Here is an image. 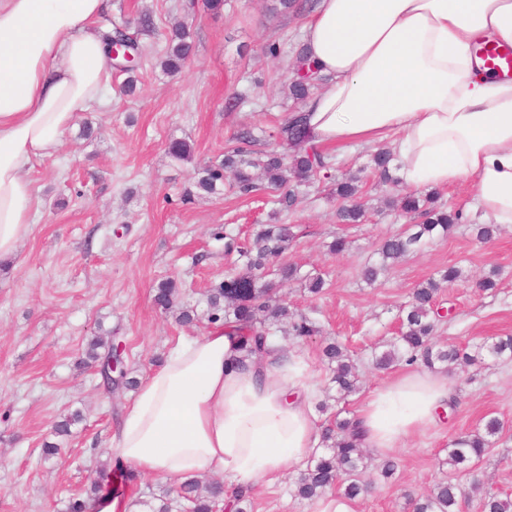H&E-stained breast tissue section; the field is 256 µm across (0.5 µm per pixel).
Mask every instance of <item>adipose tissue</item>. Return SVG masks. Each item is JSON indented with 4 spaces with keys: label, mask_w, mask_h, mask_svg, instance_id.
Instances as JSON below:
<instances>
[{
    "label": "adipose tissue",
    "mask_w": 512,
    "mask_h": 512,
    "mask_svg": "<svg viewBox=\"0 0 512 512\" xmlns=\"http://www.w3.org/2000/svg\"><path fill=\"white\" fill-rule=\"evenodd\" d=\"M108 0H0V260L31 232L34 161L102 102L109 80L98 18ZM512 45V0H319L304 27L321 89L305 105L317 145L397 134L409 187L470 182L484 219L512 224V78L471 47ZM241 338L217 324L178 340L142 379L106 455L145 475L206 472L249 490L305 465L319 445L318 386L279 347L239 366ZM452 396L447 377L412 369L374 387L355 421L386 456L425 433Z\"/></svg>",
    "instance_id": "1"
}]
</instances>
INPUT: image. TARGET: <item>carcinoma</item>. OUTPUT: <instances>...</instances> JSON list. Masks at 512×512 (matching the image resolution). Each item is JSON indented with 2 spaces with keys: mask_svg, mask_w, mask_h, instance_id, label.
<instances>
[{
  "mask_svg": "<svg viewBox=\"0 0 512 512\" xmlns=\"http://www.w3.org/2000/svg\"><path fill=\"white\" fill-rule=\"evenodd\" d=\"M130 24L115 23L109 31L112 39L107 41L106 52L118 43L122 50L108 58L125 73L137 71L140 53L136 40L129 34ZM190 33L180 26L172 30L161 67L169 73L182 69L190 58L192 45ZM303 56H298L295 74L288 85L289 98L300 104L308 99L318 82L300 73ZM273 137L297 148L287 156L275 151L255 152L254 135L245 131L232 137L236 145L224 151V159L200 172L195 187L206 194H217L224 187V173L232 174L230 189L249 196L265 189L281 191L274 201L273 212L280 214L292 210L298 204V195L293 186L316 180L320 174L333 169L329 155L310 144L303 118L295 112L288 113L284 123ZM391 154L380 150L372 158V169L381 183L397 186L398 179L389 169ZM360 177L351 175L336 180V198L342 200L338 210L339 219L345 224H356L364 217L365 210L358 201L357 182ZM437 195L410 192L401 197V211L406 215L422 218L418 224H409L402 231L384 238L376 252L378 259L367 263L362 269L364 281L372 284L391 269L403 257L421 250L430 240L445 238L460 220L459 213L448 212L436 206ZM295 235L288 224H258L250 237L240 239L227 234L224 248L227 254H236L240 270L224 277V282L211 289L206 297L211 323H222L241 336L243 359L262 355L270 341L278 335L305 342L321 333L317 323L290 309L288 304L274 296L275 284L266 280L270 266L279 260L291 247ZM463 270L450 266L413 289L410 300L400 309L397 335L385 341L381 350L374 351L372 362L379 369H388L399 362L413 364L421 362L431 370L446 369L452 365H475L484 356L512 359V336L500 338L492 344H475L458 348L454 345L440 347L436 342V330L442 320L438 307L441 288L459 280ZM154 301L164 311H177L176 321L181 325L194 322V308L182 303L176 281L167 279L155 290ZM87 360L102 366L105 382L109 360L118 356L117 345L110 337L96 336L89 343ZM330 372V383L336 388V400H344L360 389L357 367L348 348L336 341L323 348ZM354 418L336 420L321 432L326 453L307 464L296 481V495L306 501H315L321 496L338 491L344 497L355 500L367 492L368 484L360 477L364 464V449L354 438L351 429ZM503 430L502 421L496 416L484 418L481 428L461 436L448 449V467L457 468L480 460L492 447ZM128 478L127 468L120 462L112 465L105 461L96 470L83 492L71 496L67 512H89L92 502L103 495L108 487L105 479ZM178 497L190 502L192 512H213V506L224 497V483L209 481L205 484L192 476L180 483L176 489ZM470 494L477 497L481 512H512V499L500 498L484 491L483 481L474 480ZM465 494L451 481H441L430 493L412 500L413 512H460V503Z\"/></svg>",
  "mask_w": 512,
  "mask_h": 512,
  "instance_id": "obj_1",
  "label": "carcinoma"
}]
</instances>
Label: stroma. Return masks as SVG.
I'll use <instances>...</instances> for the list:
<instances>
[{
    "label": "stroma",
    "mask_w": 512,
    "mask_h": 512,
    "mask_svg": "<svg viewBox=\"0 0 512 512\" xmlns=\"http://www.w3.org/2000/svg\"><path fill=\"white\" fill-rule=\"evenodd\" d=\"M149 12L152 30L133 28L142 48L135 94L123 90L125 76L112 72L105 103L82 116L53 158L34 163L32 228L16 257L0 261V512H64L104 459L108 434L132 390L106 394L94 369L85 367L91 337L112 334L123 340L129 375L142 379L165 358L177 337H199L210 328L205 295L234 266L224 251L225 234L244 235L269 221L266 194L243 197L232 191L198 195L197 168L220 161L239 131L267 128L294 108L283 85L295 53L303 45L307 15L283 12L279 0H224L209 9L205 0H109L98 29L111 21ZM185 23L193 45L182 71L165 74L159 65L173 24ZM277 43L279 54L266 50ZM93 134L84 137V123ZM182 140L191 161L168 152ZM389 186L367 179L362 201L367 219L342 224L329 183L302 190L297 209L282 214L296 238L284 257L298 279L278 284L277 295L291 309L316 319L322 335L291 340L284 351L301 355L319 387L329 373L322 361L326 339L345 343L361 375L359 394L348 397L357 412L382 380L401 366L376 369L371 352L397 331L400 305L417 284L438 270L457 265L467 278L443 294L453 311L439 327L443 345L465 346L512 336V226L501 227L488 243L473 225L482 223L471 207L469 183L440 190L449 209L465 220L445 239L405 257L385 277L366 284L360 269L379 242L399 232L406 219L386 208ZM339 235L349 241L341 254L329 253ZM499 269L496 291L480 292L476 282ZM319 274L328 286L310 296L302 276ZM179 283L182 300L198 319L182 325L154 302L167 277ZM457 408L426 434L392 451V478L369 463L364 480L374 490L356 499V512H412L411 500L434 484L450 480L469 486L481 476L488 491L512 498V361L486 359L449 373ZM81 419L66 437L54 425L64 416ZM501 419L503 432L472 472L448 468V447L479 428L484 417ZM59 443L44 457V443ZM300 470L288 468L274 482L249 495L251 512H313L293 495Z\"/></svg>",
    "instance_id": "35a3bbf8"
}]
</instances>
